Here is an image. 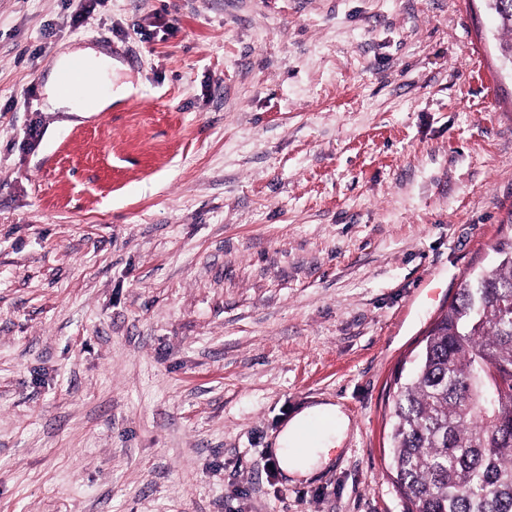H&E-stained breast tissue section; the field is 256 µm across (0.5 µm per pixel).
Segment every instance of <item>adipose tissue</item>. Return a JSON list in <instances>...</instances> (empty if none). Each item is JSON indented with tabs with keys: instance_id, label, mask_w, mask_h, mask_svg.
Here are the masks:
<instances>
[{
	"instance_id": "obj_1",
	"label": "adipose tissue",
	"mask_w": 512,
	"mask_h": 512,
	"mask_svg": "<svg viewBox=\"0 0 512 512\" xmlns=\"http://www.w3.org/2000/svg\"><path fill=\"white\" fill-rule=\"evenodd\" d=\"M326 419L330 425L310 430L312 420ZM347 421L338 406L318 404L292 418L281 430L275 456L285 478L312 476L327 458V452L336 444V435Z\"/></svg>"
}]
</instances>
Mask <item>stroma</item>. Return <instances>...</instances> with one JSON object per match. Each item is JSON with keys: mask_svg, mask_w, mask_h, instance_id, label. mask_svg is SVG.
<instances>
[{"mask_svg": "<svg viewBox=\"0 0 512 512\" xmlns=\"http://www.w3.org/2000/svg\"><path fill=\"white\" fill-rule=\"evenodd\" d=\"M507 41L486 0H0V512H404L394 374L512 235ZM100 48L122 99L49 111ZM314 419H327L332 425L316 429L308 436L304 432ZM337 422V426H336ZM347 420L333 404L312 406L292 418L281 430L276 443L275 456L283 477L292 479L308 478L327 459V452L336 445V433L346 428ZM292 448H307L304 454L297 455Z\"/></svg>", "mask_w": 512, "mask_h": 512, "instance_id": "1", "label": "stroma"}]
</instances>
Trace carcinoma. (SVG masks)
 <instances>
[{
    "label": "carcinoma",
    "instance_id": "cac0c4a2",
    "mask_svg": "<svg viewBox=\"0 0 512 512\" xmlns=\"http://www.w3.org/2000/svg\"><path fill=\"white\" fill-rule=\"evenodd\" d=\"M493 252L394 379L389 468L406 512H512V237Z\"/></svg>",
    "mask_w": 512,
    "mask_h": 512
}]
</instances>
